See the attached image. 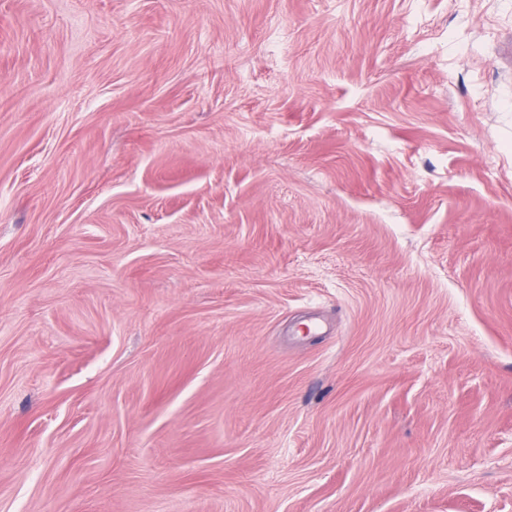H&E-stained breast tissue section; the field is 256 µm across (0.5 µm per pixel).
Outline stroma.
Segmentation results:
<instances>
[{
    "label": "stroma",
    "mask_w": 512,
    "mask_h": 512,
    "mask_svg": "<svg viewBox=\"0 0 512 512\" xmlns=\"http://www.w3.org/2000/svg\"><path fill=\"white\" fill-rule=\"evenodd\" d=\"M0 512H512V0H0Z\"/></svg>",
    "instance_id": "1"
}]
</instances>
